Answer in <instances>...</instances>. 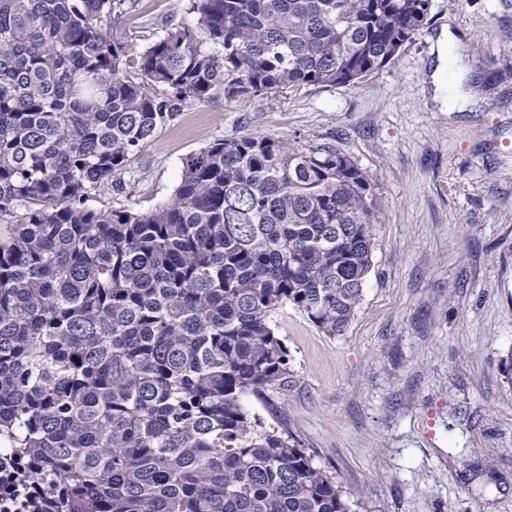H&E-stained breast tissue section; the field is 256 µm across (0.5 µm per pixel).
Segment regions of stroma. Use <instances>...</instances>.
I'll return each mask as SVG.
<instances>
[{
    "label": "stroma",
    "mask_w": 512,
    "mask_h": 512,
    "mask_svg": "<svg viewBox=\"0 0 512 512\" xmlns=\"http://www.w3.org/2000/svg\"><path fill=\"white\" fill-rule=\"evenodd\" d=\"M187 0H139L114 24L139 50ZM457 38L440 77L433 44ZM484 37L475 49L476 37ZM469 90L446 110L432 97ZM263 133L327 144L372 176L381 204L363 301L343 335L293 308L275 321L292 357L289 429L357 512H512V0H433L399 57L355 85L226 99L159 129L95 207L165 203L185 158Z\"/></svg>",
    "instance_id": "35a3bbf8"
}]
</instances>
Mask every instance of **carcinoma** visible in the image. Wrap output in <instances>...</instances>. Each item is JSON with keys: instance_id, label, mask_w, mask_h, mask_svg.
<instances>
[{"instance_id": "1", "label": "carcinoma", "mask_w": 512, "mask_h": 512, "mask_svg": "<svg viewBox=\"0 0 512 512\" xmlns=\"http://www.w3.org/2000/svg\"><path fill=\"white\" fill-rule=\"evenodd\" d=\"M137 0H0V442L56 512H355L284 419L274 315L345 332L372 266V175L262 133L188 156L150 210L99 209L193 103L352 85L432 0H189L129 50ZM261 402L264 419L248 400Z\"/></svg>"}]
</instances>
